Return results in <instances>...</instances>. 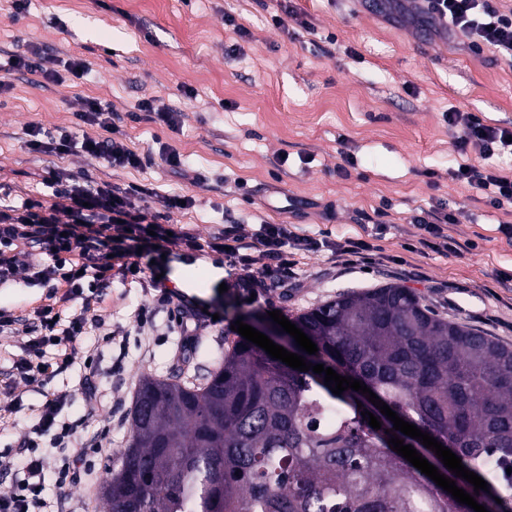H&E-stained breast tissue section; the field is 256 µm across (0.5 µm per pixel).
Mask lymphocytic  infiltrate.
Listing matches in <instances>:
<instances>
[{
  "instance_id": "obj_1",
  "label": "lymphocytic infiltrate",
  "mask_w": 512,
  "mask_h": 512,
  "mask_svg": "<svg viewBox=\"0 0 512 512\" xmlns=\"http://www.w3.org/2000/svg\"><path fill=\"white\" fill-rule=\"evenodd\" d=\"M361 2L366 10L387 18H403L452 37L464 35L474 49L490 48L512 64V12H499L488 0ZM445 120L456 135L459 151L467 152L473 146L481 156L477 164L459 163L452 169V177L487 206L512 208V178L489 164L494 155L512 151V126H488L475 114L457 110L446 113ZM26 147L37 154L81 152L112 169L143 168L152 162L151 157L130 150L121 137H79L65 128L32 126ZM43 182L54 195L67 200L69 211L66 217H59L56 207L30 196L18 204L0 201V286L21 274L31 285L62 290V301L78 304L79 309L64 315L59 303L38 307L25 354L10 367L13 383L40 389L43 400L22 440V457L8 465L12 486L0 492V512H62L65 500L59 495L47 496L48 482L61 487L76 473L90 478L95 475L88 453L104 447L105 435L78 432L60 416L77 402L86 414H96L104 405L99 383L107 373L100 371L89 355L75 389L50 390L44 379L66 372L74 363L77 344L102 330V320L90 318L89 313L100 306L102 290L112 280L153 286L157 283L156 263L162 256L176 250L191 258L208 251L223 253L230 265L240 270L228 281L226 295L242 305L251 295L296 286L305 256L321 253L332 265L355 267L365 264L373 250L360 238L336 240L323 233L298 232L292 224L265 221L250 235L241 225L226 224L203 238L167 222L168 211L194 206L191 195H168L163 199V211L154 212L146 203V189L138 185H92L56 169L48 171ZM459 217V211L436 208L418 218L420 247L445 256L460 255L461 244L444 232L445 226L458 223ZM34 248L42 251L44 261L29 262Z\"/></svg>"
}]
</instances>
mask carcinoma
<instances>
[{"label":"carcinoma","mask_w":512,"mask_h":512,"mask_svg":"<svg viewBox=\"0 0 512 512\" xmlns=\"http://www.w3.org/2000/svg\"><path fill=\"white\" fill-rule=\"evenodd\" d=\"M306 362L367 385L488 483L474 491L434 451L376 430L352 389L300 372L240 338L203 384L142 378L130 437L104 483L110 512H474L392 450L412 445L488 512H512V348L437 316L387 283L341 292L293 319ZM502 503H497L496 499Z\"/></svg>","instance_id":"cac0c4a2"}]
</instances>
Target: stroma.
Listing matches in <instances>:
<instances>
[{
	"label": "stroma",
	"instance_id": "35a3bbf8",
	"mask_svg": "<svg viewBox=\"0 0 512 512\" xmlns=\"http://www.w3.org/2000/svg\"><path fill=\"white\" fill-rule=\"evenodd\" d=\"M282 0H29L15 14L0 0V60L37 48L62 69L76 56L91 74L84 82H50L41 74L15 71L12 88L0 95V194L27 193L65 207L48 195L41 175L62 169L74 177L149 189L151 208L162 196H195L194 208L170 211L168 221L208 236L217 223L252 226L256 219L294 224L299 230H331L360 236L375 224L388 231L376 239L369 268L330 267L323 255L302 259L300 282L287 297L228 309L198 336L193 355H175L174 306L160 308L149 347L130 337L122 377L109 379L108 407L86 419L88 432L106 431L98 459L108 473L130 432L129 411L143 375L203 383L228 342L238 318L268 321L323 305L339 291L393 282L414 291L440 317L479 330L512 347V245L497 231L512 213L488 208L448 173L457 155L455 137L443 121L453 109L476 113L485 124H512V66L492 50L412 26H395L362 9L357 0H292L311 24L277 28L272 17ZM233 14L235 25L224 22ZM189 87L191 96L180 93ZM110 104L113 124L128 147L152 155L144 169L111 171L80 154L37 155L25 142L30 125L68 127L86 99ZM173 105L179 130L135 120L139 102ZM175 148L199 183L175 177L158 159L160 144ZM355 161L349 176L336 167L343 154ZM436 171L429 181L428 171ZM463 206L467 216L448 227L458 242L475 249L458 257L429 250L408 252L419 230L413 216L437 201ZM227 270L212 253L188 266L174 259L165 285L215 303L212 269ZM510 273L501 283L497 274ZM47 289L17 280L0 288V309L17 316L12 335L0 338V405L15 389L8 376L22 355L29 321L47 304ZM150 293L116 282L104 291L96 317L110 327L132 328Z\"/></svg>",
	"mask_w": 512,
	"mask_h": 512
}]
</instances>
